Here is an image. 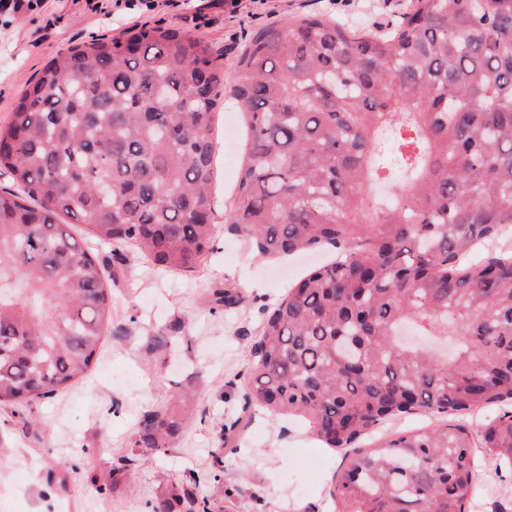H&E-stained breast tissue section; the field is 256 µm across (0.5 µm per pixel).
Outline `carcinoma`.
<instances>
[{"label": "carcinoma", "instance_id": "1", "mask_svg": "<svg viewBox=\"0 0 512 512\" xmlns=\"http://www.w3.org/2000/svg\"><path fill=\"white\" fill-rule=\"evenodd\" d=\"M222 58L161 26L94 39L53 58L0 125L18 186L0 190V405L53 397L99 349L112 297L69 223L168 271L209 253ZM239 67L226 230L262 258H334L264 315L235 424L293 416L345 451L330 509L465 512L477 454L512 469V412L463 421L512 400V0H412L385 30L312 12L258 31ZM418 413L450 420L352 448ZM181 430L177 412L145 411L115 470ZM199 487L186 475L151 512H214Z\"/></svg>", "mask_w": 512, "mask_h": 512}]
</instances>
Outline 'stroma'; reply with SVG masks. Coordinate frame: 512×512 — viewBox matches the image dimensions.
<instances>
[{
  "instance_id": "obj_1",
  "label": "stroma",
  "mask_w": 512,
  "mask_h": 512,
  "mask_svg": "<svg viewBox=\"0 0 512 512\" xmlns=\"http://www.w3.org/2000/svg\"><path fill=\"white\" fill-rule=\"evenodd\" d=\"M198 0H156L128 18L114 0H50L20 16L0 14V124L44 65L70 47L135 26L171 27L199 37L224 54V86L240 79L238 59L262 28L307 12L335 17L356 29L399 20L410 0H238L198 10ZM235 113L224 115L217 137L218 181L211 250L192 272L152 267L127 252L113 288L112 317L87 374L52 398L0 410V512H146L170 496L191 471L204 475L203 493L215 504L231 496L234 512H292L323 506L341 453L319 448L303 423L257 415L223 455L220 481L208 480L217 426L239 414L247 390L251 346L265 309L283 296L285 280L249 253L224 227L241 163ZM232 286L244 301L215 307L214 290ZM196 413L168 452L143 458L130 475L112 471L126 453L141 414L178 409L184 393ZM483 485L468 512H512V472L483 462Z\"/></svg>"
}]
</instances>
